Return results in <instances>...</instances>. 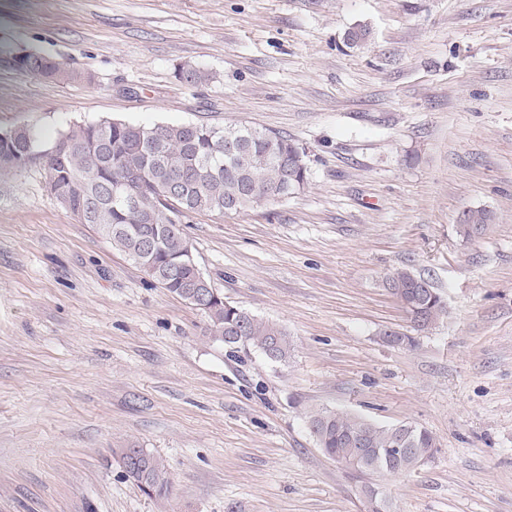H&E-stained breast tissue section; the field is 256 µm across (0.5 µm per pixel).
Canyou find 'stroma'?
<instances>
[{
  "instance_id": "stroma-1",
  "label": "stroma",
  "mask_w": 512,
  "mask_h": 512,
  "mask_svg": "<svg viewBox=\"0 0 512 512\" xmlns=\"http://www.w3.org/2000/svg\"><path fill=\"white\" fill-rule=\"evenodd\" d=\"M24 51L74 80L19 70ZM103 119L304 150V187L183 226L212 287L292 350L229 356L43 165L0 166V512H368L369 488L383 512H512V0H0V131L46 149ZM398 267L441 293L432 327L385 288ZM321 409L437 448L357 477L311 433ZM126 448L163 459L166 496L125 478ZM489 214L485 210H468L460 220V233L465 238L476 236L488 223Z\"/></svg>"
}]
</instances>
